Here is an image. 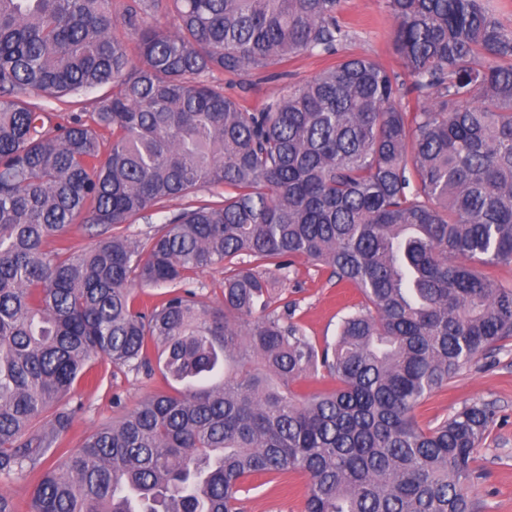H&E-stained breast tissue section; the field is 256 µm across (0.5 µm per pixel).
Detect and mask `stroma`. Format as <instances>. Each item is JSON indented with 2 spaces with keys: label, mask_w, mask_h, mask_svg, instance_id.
<instances>
[{
  "label": "stroma",
  "mask_w": 512,
  "mask_h": 512,
  "mask_svg": "<svg viewBox=\"0 0 512 512\" xmlns=\"http://www.w3.org/2000/svg\"><path fill=\"white\" fill-rule=\"evenodd\" d=\"M339 17L352 29L343 54L367 56L399 70L392 40L394 21L384 0H342ZM330 62V57L305 53L266 70L242 75L216 72L208 80L223 85L226 95L258 112L288 89L315 77ZM276 291L287 304L292 322L319 344L333 341L341 318L363 302L356 288L336 282L328 269L303 258L295 260L287 280L277 284ZM95 370L98 385L77 383L62 401L73 412L72 424L61 440L63 450L81 446L90 432L134 409L148 393L169 389L159 373L149 378L141 372L113 369L106 361L98 362ZM473 403L488 405L495 412L476 453L477 479L469 490L474 510L512 512V339L498 343L461 369L416 410V420L422 426L434 425ZM247 486L243 512H304V477L257 475Z\"/></svg>",
  "instance_id": "1"
}]
</instances>
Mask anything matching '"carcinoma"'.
<instances>
[{
    "instance_id": "obj_1",
    "label": "carcinoma",
    "mask_w": 512,
    "mask_h": 512,
    "mask_svg": "<svg viewBox=\"0 0 512 512\" xmlns=\"http://www.w3.org/2000/svg\"><path fill=\"white\" fill-rule=\"evenodd\" d=\"M341 3L0 0V479L37 475L30 512H241L249 478L288 473L305 512H472L493 410H415L512 337V287L482 272L512 264V28L485 0H385L400 73L343 56L260 112L205 80L338 51ZM107 84L89 122L42 104ZM78 223L97 240L76 251ZM298 257L364 298L332 343L278 311ZM218 266L204 306L193 275ZM97 359L181 388L44 470ZM320 372L336 386L295 390ZM191 198L166 200L160 209L152 212L151 219H138L132 224H126L122 229L124 234L133 240H143L152 227L159 225L165 216L179 211L191 202Z\"/></svg>"
}]
</instances>
